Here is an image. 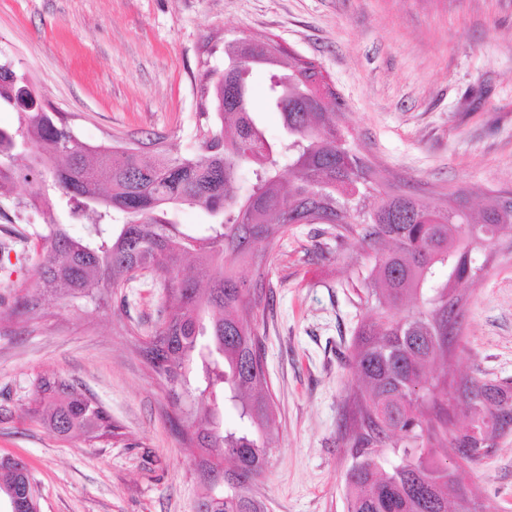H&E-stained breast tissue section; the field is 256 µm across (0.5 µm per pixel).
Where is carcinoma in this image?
Masks as SVG:
<instances>
[{"label": "carcinoma", "mask_w": 512, "mask_h": 512, "mask_svg": "<svg viewBox=\"0 0 512 512\" xmlns=\"http://www.w3.org/2000/svg\"><path fill=\"white\" fill-rule=\"evenodd\" d=\"M224 79L213 81L210 100L220 129L201 139L190 156L158 149L146 159L137 146L121 153L82 142L68 122L43 109L24 78L0 63V105L19 116L0 127L3 181L35 183L40 163L52 165L53 190L67 198L72 216H96L86 235L65 224L32 228L41 243L35 281L19 307L30 321L44 317L48 300H90L112 306V292L150 275L168 293L166 318L142 345L152 370L182 409L185 442L200 451V466L231 451L224 492L200 500L205 512H264L246 492L262 474L273 442L274 408L260 347L257 286L237 267L273 250L291 224H323L382 249L357 277L367 311L354 344L362 384L353 396L354 462L345 477L349 512H490L465 488L464 467L478 461L473 448H494L512 424V382L467 378L456 386L432 381L429 367L448 358V338L458 335L463 299L486 265L474 253L512 231V192L489 191L478 211L459 190L428 206L383 177L349 144L336 95L307 97L314 60L260 41L251 51L224 44ZM268 66V104L283 119L287 137H265L251 108L248 77ZM37 152L23 156L27 146ZM290 175L283 181L281 165ZM254 176L243 197L231 193L243 170ZM198 208L210 222L184 231L171 219L181 207ZM35 413L57 435L96 439L112 434L103 411L77 386L56 374L34 383ZM460 399L480 429L476 439L449 427L441 403ZM232 403L247 432L224 429L205 401ZM0 496L10 512H33L34 486L27 466L0 460Z\"/></svg>", "instance_id": "cac0c4a2"}]
</instances>
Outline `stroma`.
<instances>
[{
	"label": "stroma",
	"mask_w": 512,
	"mask_h": 512,
	"mask_svg": "<svg viewBox=\"0 0 512 512\" xmlns=\"http://www.w3.org/2000/svg\"><path fill=\"white\" fill-rule=\"evenodd\" d=\"M272 38L319 63L357 150L422 202L512 190V0H0V60L90 145L154 140L190 156L216 128L209 89L224 44ZM36 187L0 195V457L25 460L40 512H196L207 484L173 419L166 386L140 353L166 292L138 278L111 309L15 308L37 246L21 228L49 220L73 236L65 201L34 212ZM374 251L359 238L293 224L261 265L258 330L274 403L268 464L249 485L266 512H347L353 459L352 344L363 308L353 281ZM464 297L449 378L512 379V254L489 245ZM58 373L104 411L111 435L63 438L34 416V381ZM492 512H512V432L470 465Z\"/></svg>",
	"instance_id": "35a3bbf8"
}]
</instances>
